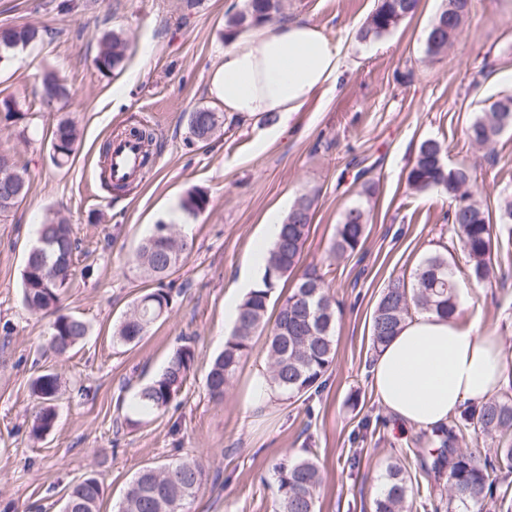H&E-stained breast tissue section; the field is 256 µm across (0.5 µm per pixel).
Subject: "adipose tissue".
<instances>
[{
	"instance_id": "obj_1",
	"label": "adipose tissue",
	"mask_w": 512,
	"mask_h": 512,
	"mask_svg": "<svg viewBox=\"0 0 512 512\" xmlns=\"http://www.w3.org/2000/svg\"><path fill=\"white\" fill-rule=\"evenodd\" d=\"M341 48L321 27L294 18L237 37L212 85L225 111L290 117L321 87L335 85ZM372 387L399 429L447 424L465 404L512 383L498 337L434 313H416L375 355Z\"/></svg>"
}]
</instances>
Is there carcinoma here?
<instances>
[{
    "label": "carcinoma",
    "instance_id": "1",
    "mask_svg": "<svg viewBox=\"0 0 512 512\" xmlns=\"http://www.w3.org/2000/svg\"><path fill=\"white\" fill-rule=\"evenodd\" d=\"M420 0H378L362 30L363 37H380L407 18L414 17ZM473 0H446V7L433 21L426 38L427 53L436 55L461 32ZM281 11V0H245L244 8L229 17L224 37L233 38L246 28L271 21ZM43 30L34 25H15L0 31V66L7 64L13 52L36 41ZM124 59V41L113 31H106L98 41L92 60L101 73L117 69ZM68 97L66 87L52 73L42 78V102L49 105ZM11 96L0 98V115L6 122H16L21 114ZM512 124V94L491 103L486 111L469 123L467 137L471 144L489 147L501 136L503 120ZM223 125L217 113L207 109L189 117V133L198 141L210 140ZM120 133L138 138L144 145V165L154 155L156 134L145 124L127 125ZM79 139L76 123L61 118L52 130V160L62 167L69 162ZM447 147L437 139L420 142L407 171V184L416 192L439 190L448 196V223L458 236L468 258V277L485 282L494 273L491 253L494 225L473 190L475 178L464 167L445 163ZM29 189L26 167L17 162L0 165V213L13 209ZM207 199L196 190L189 191L180 202L183 211L195 215L205 209ZM313 199L301 196L294 201L281 223L279 235L265 258L264 287L251 291L237 307V316L224 350L212 361L206 376V389L215 400L224 398L242 359L253 348V339L265 328V350L269 381L281 394L294 398L311 397L326 385V375L336 357V300L317 270L307 269L287 291L279 296L273 317H268L273 290L281 279L299 264L313 217ZM369 211L364 204L345 210L330 251L334 258L350 256L365 242ZM79 243L70 224L59 217L47 218L37 225V236L28 249L21 274L22 301L34 314L52 316L47 349L56 357H65L88 333L87 323L64 311L62 298L70 287ZM193 248V242L176 233L171 224H157L131 256V262L143 269L157 287L132 303L130 310L113 333V340L123 345L138 343L150 327L161 319L170 305V289L165 279L179 267ZM456 271L442 254L423 259L415 272V283L390 281L380 294L371 318L373 348L378 349L394 336L411 310L429 311L448 319H458L462 309L457 303ZM195 358L194 348L184 344L167 360L161 372L140 386L131 401L126 425L132 429L144 417L165 410L186 382ZM60 389L57 373L46 370L32 383V391L41 400L34 411L31 435L38 439L54 424L51 402ZM466 430L495 437L494 456L480 457L458 446ZM429 447L420 448L416 456L421 466L435 479L446 478L448 506L457 505L462 512H482L487 499L501 512H512V503L497 494L492 474L512 471V395L503 394L464 410L446 425L424 430ZM280 512H316L321 470L312 457H298L275 466ZM208 474L198 459H182L165 466H143L130 481L116 512H186L205 483ZM413 492L411 478L401 467L387 468L383 490L374 501V512H409ZM105 488L95 473L84 475L67 489L63 512H101Z\"/></svg>",
    "mask_w": 512,
    "mask_h": 512
}]
</instances>
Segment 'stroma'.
<instances>
[{"mask_svg":"<svg viewBox=\"0 0 512 512\" xmlns=\"http://www.w3.org/2000/svg\"><path fill=\"white\" fill-rule=\"evenodd\" d=\"M444 0H421L417 15L379 37L361 30L374 0H284L282 16L321 26L339 43L344 72L336 87L311 95L287 120L225 111L210 91L223 63L224 22L244 0H0V27L31 24L42 40L17 50L0 68V97L15 96L21 118L0 124V150L29 170L26 198L0 215V512H61L65 490L92 472L104 483L102 512H114L141 466L202 456L213 483L189 512H278L276 462L315 454L323 474L317 512H373L389 463L410 473L412 512L440 500L441 487L414 455L417 430L399 432L371 386L375 355L370 323L383 288L413 282L433 253L464 264L448 222L447 196L417 193L406 182L419 143L444 141L447 161L478 177L490 213L512 191V131L490 148L471 145L466 127L501 95L512 92V0H474L461 34L436 55L426 37ZM121 34L125 57L112 74L93 66L98 38ZM54 73L69 96L43 105L39 89ZM224 116L222 136L199 143L189 134L190 112ZM79 129L64 168L51 161L50 133L61 117ZM156 131L152 169L123 192L99 179V148L129 121ZM376 185L363 247L333 259L329 249L343 212ZM192 189L208 198L196 215L172 220ZM313 197V221L301 266L324 275L340 312L336 359L327 385L309 399L249 406L250 378L265 363V338L254 339L222 400L210 398L205 378L233 322L225 301L237 297L239 277L265 236V217L287 214L301 195ZM71 224L80 251L67 312L89 326L65 358L46 351L48 320L21 300V271L35 226L48 212ZM176 223L193 249L171 275L168 313L135 345L114 343L113 331L153 281L130 263L155 224ZM497 277L465 281L462 325L498 336L512 374V235L496 233ZM195 359L186 383L165 410L129 429L125 416L140 384L159 373L184 338ZM61 379L56 420L33 438L37 405L33 379L44 370ZM380 426H373V419Z\"/></svg>","mask_w":512,"mask_h":512,"instance_id":"obj_1","label":"stroma"}]
</instances>
